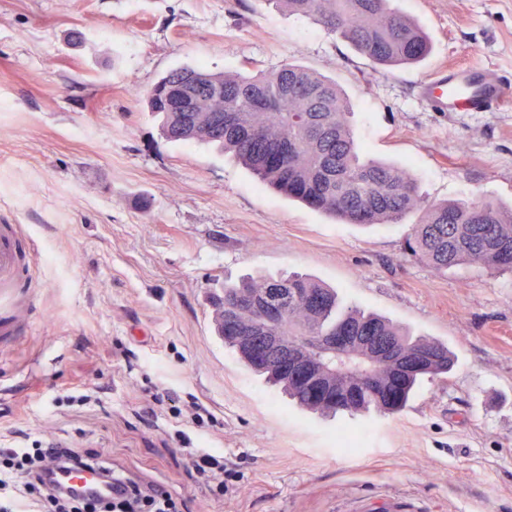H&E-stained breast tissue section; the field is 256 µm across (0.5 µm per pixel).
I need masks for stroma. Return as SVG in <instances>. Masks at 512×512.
<instances>
[{
  "instance_id": "1",
  "label": "stroma",
  "mask_w": 512,
  "mask_h": 512,
  "mask_svg": "<svg viewBox=\"0 0 512 512\" xmlns=\"http://www.w3.org/2000/svg\"><path fill=\"white\" fill-rule=\"evenodd\" d=\"M429 37L381 69L274 0H0V225L29 248V325L0 345V447L101 453L186 512H512V274L409 256L411 223L361 228L260 185L213 146L167 140L141 93L169 70L257 74L291 62L345 92L366 157L432 203L512 209V103L443 112L419 85L480 62L512 92V0H390ZM302 275L455 352L394 415L296 408L215 336L211 289ZM213 415L179 425L157 391ZM86 394L90 403H75ZM344 430L358 442L333 446ZM242 478L221 497L186 448Z\"/></svg>"
}]
</instances>
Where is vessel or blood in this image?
Returning a JSON list of instances; mask_svg holds the SVG:
<instances>
[{"label":"vessel or blood","mask_w":512,"mask_h":512,"mask_svg":"<svg viewBox=\"0 0 512 512\" xmlns=\"http://www.w3.org/2000/svg\"><path fill=\"white\" fill-rule=\"evenodd\" d=\"M506 92L497 72L474 64L439 71L435 82L419 87L422 100L434 102L443 112H488ZM26 242L13 226H0V339L15 336L21 326V302L27 292V272L22 264ZM57 480L77 493L111 497L115 485L103 482L94 469L72 466L58 472Z\"/></svg>","instance_id":"vessel-or-blood-1"}]
</instances>
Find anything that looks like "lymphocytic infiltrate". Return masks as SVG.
<instances>
[{"instance_id":"f902f5d3","label":"lymphocytic infiltrate","mask_w":512,"mask_h":512,"mask_svg":"<svg viewBox=\"0 0 512 512\" xmlns=\"http://www.w3.org/2000/svg\"><path fill=\"white\" fill-rule=\"evenodd\" d=\"M75 463L99 467L105 477L127 483L121 496L89 499L63 491L48 483L44 474L51 466ZM224 464L207 449L198 448L189 455L188 474L204 479L213 495L228 492ZM184 512V499L162 486H146L128 481L126 475L103 464L98 453L79 452L61 444L30 448H0V512Z\"/></svg>"}]
</instances>
